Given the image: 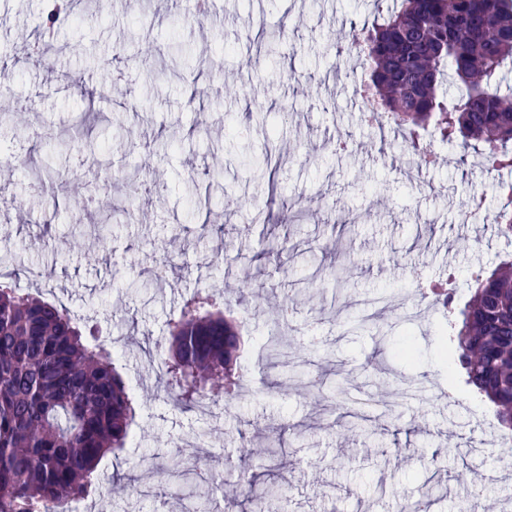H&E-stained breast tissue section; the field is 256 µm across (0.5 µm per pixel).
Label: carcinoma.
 I'll return each mask as SVG.
<instances>
[{
  "instance_id": "cac0c4a2",
  "label": "carcinoma",
  "mask_w": 512,
  "mask_h": 512,
  "mask_svg": "<svg viewBox=\"0 0 512 512\" xmlns=\"http://www.w3.org/2000/svg\"><path fill=\"white\" fill-rule=\"evenodd\" d=\"M369 74L367 98L389 123L411 130L430 121L446 140L480 147L487 164L512 168V94L495 87L512 61V0H394L362 40L346 38ZM91 183L74 177L64 189L85 198ZM472 300L456 314L450 340L467 382L497 412L498 428L512 432V260L497 270L470 273ZM210 296L194 295L170 322L162 374L167 399L190 409L205 397L211 375L239 357L237 328L208 310ZM268 365H287L279 337L265 341ZM137 415L111 353L92 347L69 313L43 299L0 285V512H48L89 495L100 461L124 447ZM243 439L240 460L274 457ZM216 455L194 456L183 480L192 493L166 484L186 500L208 495L204 485ZM282 484L258 476L224 491L227 512H249L257 500H278Z\"/></svg>"
}]
</instances>
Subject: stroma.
<instances>
[{
	"mask_svg": "<svg viewBox=\"0 0 512 512\" xmlns=\"http://www.w3.org/2000/svg\"><path fill=\"white\" fill-rule=\"evenodd\" d=\"M48 0H0V55L17 64L14 93L0 96V277L54 302L77 319L89 343L110 347L142 406L125 447L96 470L86 505L104 512H184L164 496L157 467L183 459V444L223 456L209 512H224L242 436L260 445L289 428L287 512H398L406 496L432 495L431 512H460L480 483L498 508L512 505V478L491 435L496 410L464 380L449 382L442 308L421 297L428 281L453 277L456 302H469L473 269L495 270L512 239L490 215L512 170H484L473 149L430 139L438 161L421 164L401 134L371 123L356 89L365 74L343 52L350 30L370 25L374 0H217L193 13L185 0H94V19L62 16L47 48L56 80L27 62ZM222 67L206 81L202 105L188 107L184 65ZM107 77L97 100V149L90 171L122 206L125 173L145 182L131 214L98 226L103 202L72 206L61 179L78 170L87 102L75 76ZM256 104L245 111L243 101ZM135 131L126 145L123 128ZM52 129L41 146L54 178L32 187L24 176L32 131ZM274 144L278 182L255 164ZM485 217L462 221L471 201ZM302 216L282 222L295 202ZM285 242L280 262L258 250ZM173 243L176 266L163 283L151 270V242ZM355 263L344 282H312L316 268ZM232 306L250 338L238 394H215L203 416L163 399L166 383L150 357L168 345L169 322L194 294ZM289 296L292 322L275 324L269 303ZM283 336L298 349L297 373L281 379L261 341ZM454 390L448 405L441 391ZM375 404L369 421L340 417L337 401Z\"/></svg>",
	"mask_w": 512,
	"mask_h": 512,
	"instance_id": "35a3bbf8",
	"label": "stroma"
}]
</instances>
